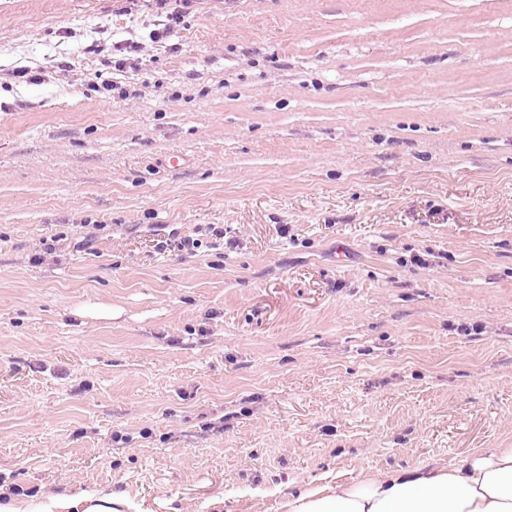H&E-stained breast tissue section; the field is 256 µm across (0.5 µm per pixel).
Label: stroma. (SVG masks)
<instances>
[{
    "instance_id": "1",
    "label": "stroma",
    "mask_w": 512,
    "mask_h": 512,
    "mask_svg": "<svg viewBox=\"0 0 512 512\" xmlns=\"http://www.w3.org/2000/svg\"><path fill=\"white\" fill-rule=\"evenodd\" d=\"M476 448H512V0H0L1 488L284 512Z\"/></svg>"
}]
</instances>
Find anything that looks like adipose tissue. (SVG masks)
<instances>
[{"instance_id":"1","label":"adipose tissue","mask_w":512,"mask_h":512,"mask_svg":"<svg viewBox=\"0 0 512 512\" xmlns=\"http://www.w3.org/2000/svg\"><path fill=\"white\" fill-rule=\"evenodd\" d=\"M288 512H512V448L368 474L289 496Z\"/></svg>"}]
</instances>
